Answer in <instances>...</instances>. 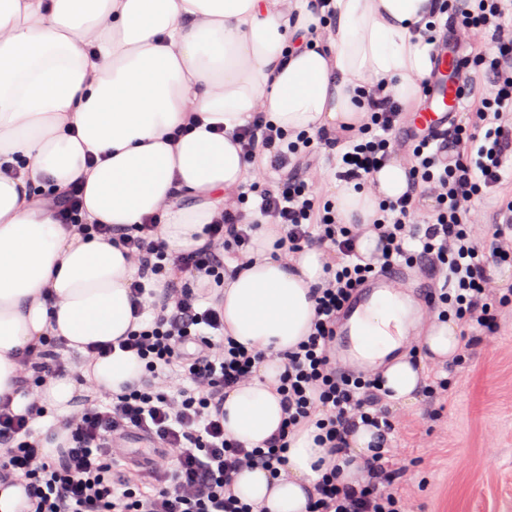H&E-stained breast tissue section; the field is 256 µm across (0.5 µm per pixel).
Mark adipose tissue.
Segmentation results:
<instances>
[{
	"label": "adipose tissue",
	"instance_id": "ef3b65f1",
	"mask_svg": "<svg viewBox=\"0 0 512 512\" xmlns=\"http://www.w3.org/2000/svg\"><path fill=\"white\" fill-rule=\"evenodd\" d=\"M430 3L333 0L336 25L314 43L307 0H0V166L18 172L0 176V399L24 409L17 354L37 337L82 352L131 323L125 253L102 240L69 241L52 209L33 202L32 185L60 193L82 182L91 224H137L163 211L173 249L199 245L225 191L247 176L231 133L256 105L278 126L312 133L328 120L359 118L358 87L382 82L398 102L415 100L432 62L412 28ZM193 120L197 128L171 139ZM374 179L375 191H338L344 223H370L379 198L407 189L399 163ZM274 240L260 231L253 265L225 282L224 331L279 354L309 331L308 294L323 261L314 249L288 262L270 258ZM411 324L399 295L377 293L351 320L356 357H385ZM280 371L279 361L266 362L262 379L224 404V429L246 448L262 447L283 422L270 386ZM142 373L137 355L120 350L91 368L115 393ZM315 438L312 427L295 435L277 480L241 471L235 494L266 512H305L325 454Z\"/></svg>",
	"mask_w": 512,
	"mask_h": 512
}]
</instances>
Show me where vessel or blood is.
Returning a JSON list of instances; mask_svg holds the SVG:
<instances>
[{
    "label": "vessel or blood",
    "instance_id": "1",
    "mask_svg": "<svg viewBox=\"0 0 512 512\" xmlns=\"http://www.w3.org/2000/svg\"><path fill=\"white\" fill-rule=\"evenodd\" d=\"M463 80L464 72L459 59L444 52L439 53L421 106L412 115L410 123L401 125V137L406 138L451 123L460 111Z\"/></svg>",
    "mask_w": 512,
    "mask_h": 512
}]
</instances>
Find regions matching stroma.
I'll return each mask as SVG.
<instances>
[{"label": "stroma", "instance_id": "1", "mask_svg": "<svg viewBox=\"0 0 512 512\" xmlns=\"http://www.w3.org/2000/svg\"><path fill=\"white\" fill-rule=\"evenodd\" d=\"M461 375L441 415L396 404L392 444L409 465L416 512H512V324L448 364Z\"/></svg>", "mask_w": 512, "mask_h": 512}]
</instances>
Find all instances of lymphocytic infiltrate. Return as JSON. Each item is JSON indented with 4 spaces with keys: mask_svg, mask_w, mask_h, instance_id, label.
Wrapping results in <instances>:
<instances>
[{
    "mask_svg": "<svg viewBox=\"0 0 512 512\" xmlns=\"http://www.w3.org/2000/svg\"><path fill=\"white\" fill-rule=\"evenodd\" d=\"M512 0H439L424 32L434 47L449 35L490 39L491 49L464 57L465 121L451 131L420 139L396 132L406 112L382 86L361 89L358 124L325 127L289 139L265 109L251 112L235 133L247 170L270 173L226 199L201 246L174 250L161 235L162 216L116 226L90 224L83 215L82 185L61 195L44 190L69 235L100 239L122 248L134 275L129 284L133 318L142 325L117 342L89 346L83 364L135 352L144 363L138 381L121 392L79 378L87 394L81 410L57 419L68 437L55 455H44L33 424L47 416L43 389L69 376L75 364L65 344L43 336L21 352L19 382L29 405L24 412L0 401V485H23L28 512H262L237 498L231 483L243 468L279 478L288 463L292 435L315 426L329 461L313 486L306 512H413L407 470L390 437L398 418L379 373L345 371L336 363V321L352 295L373 274L399 265L444 273L426 300L429 320H455L461 353L497 333L512 314V281L493 270L512 265ZM327 155L339 185L370 190L373 177L397 156L407 159L406 192L382 199L371 228L379 247L371 257L357 249L362 225L343 223L334 196L317 193L307 162ZM496 196V220L479 236L471 214L474 199ZM256 206H249L250 197ZM274 230L272 258L310 248L326 255L325 276L311 298L315 316L298 345L282 354L275 389L284 424L261 448H244L224 432V400L240 384L260 377L267 352L248 348L224 333V307L214 298L229 271L226 257L247 267L256 232ZM377 431L379 448L361 460L366 479L344 480L350 439L358 424ZM144 433L154 446L130 460L117 442Z\"/></svg>",
    "mask_w": 512,
    "mask_h": 512,
    "instance_id": "1",
    "label": "lymphocytic infiltrate"
}]
</instances>
